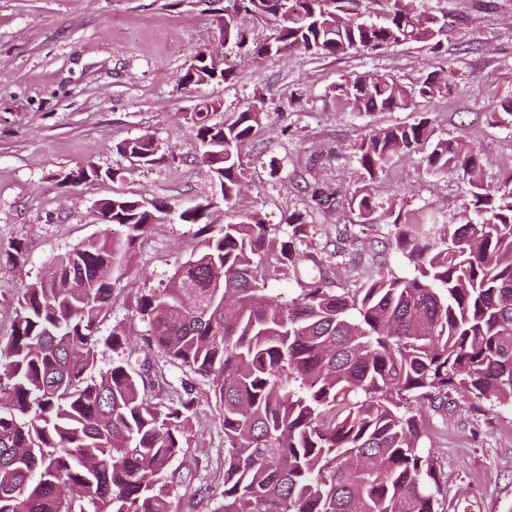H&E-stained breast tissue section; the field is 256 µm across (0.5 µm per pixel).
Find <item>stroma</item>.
<instances>
[{"label": "stroma", "instance_id": "obj_1", "mask_svg": "<svg viewBox=\"0 0 512 512\" xmlns=\"http://www.w3.org/2000/svg\"><path fill=\"white\" fill-rule=\"evenodd\" d=\"M414 3L444 18L440 48L408 43L343 56L290 48L256 61L221 44L224 0H0V344L11 336L22 288L79 243L111 233L95 220L101 199L160 206L161 222L139 240L99 336L122 329L131 360L151 361L161 398L188 390L196 399L191 446L168 471L191 470L199 479L172 484V512H217L224 481V430L209 381L148 350L149 326L136 312L139 296L164 287L198 247L195 226L180 212L214 194L186 113L212 98L222 106L213 116L221 122L264 99L263 124L243 151L244 187L234 209L280 225L298 214L307 225L295 244V269L268 282L277 300L320 272L334 289L359 287L379 269L410 273L390 240L394 189L405 209L436 211L447 224L463 209L461 171H433L416 154L393 160L379 176L381 206L362 223L345 201L363 173L356 145L377 128L425 120L445 137L464 135L484 148L488 183L512 171V127L488 120L512 98V0ZM207 48L222 50L231 76L199 89L180 85L188 61ZM448 67L456 71L454 88L411 111L359 113L336 100L334 86L345 77L374 71L411 83ZM146 133L163 162L146 166L115 150ZM87 162L118 171V179L58 183V173ZM316 183L337 192L334 210L315 208L309 187ZM341 233L356 243L340 254ZM422 415L423 445L443 464L438 512H512V407L452 391L447 405H424Z\"/></svg>", "mask_w": 512, "mask_h": 512}]
</instances>
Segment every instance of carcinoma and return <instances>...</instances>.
I'll return each instance as SVG.
<instances>
[{"mask_svg": "<svg viewBox=\"0 0 512 512\" xmlns=\"http://www.w3.org/2000/svg\"><path fill=\"white\" fill-rule=\"evenodd\" d=\"M295 5L225 0L224 41L258 60L285 45L343 55L441 42L438 17L409 0H393L381 21L359 16V0ZM241 16L272 34L249 41ZM229 76L201 61L180 82ZM453 81L450 71L409 85L365 72L335 91L355 112L407 111ZM220 106L206 99L187 121L229 211L243 187L242 151L265 113L260 97L232 121L213 123ZM488 119L512 126V100ZM115 149L148 165L165 159L150 139ZM357 151L364 177L348 207L364 219L380 207L374 183L394 157L420 153L430 169L456 168L467 181L469 200L454 224L399 209L394 243L411 276L378 270L338 291L320 276L279 305L268 296L261 254L295 265L302 217L288 218L285 239L256 212L223 221L209 203L180 214L200 225L196 252L137 301L147 346L210 382L224 428L219 512H437L443 467L422 446L418 405L443 406L450 390L512 405V173L487 184L482 150L427 121L379 128ZM114 174L89 162L61 183ZM98 214L112 233L82 242L22 289L11 339L0 346V512H170L165 473L191 445L195 397L154 401L145 362L98 369V330L128 272L123 260L155 214L124 197L101 200Z\"/></svg>", "mask_w": 512, "mask_h": 512, "instance_id": "cac0c4a2", "label": "carcinoma"}]
</instances>
